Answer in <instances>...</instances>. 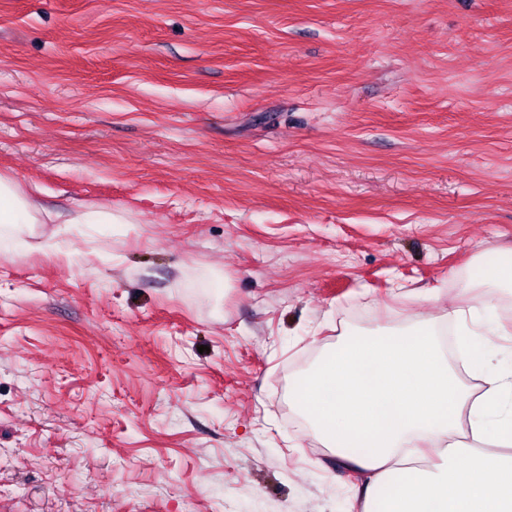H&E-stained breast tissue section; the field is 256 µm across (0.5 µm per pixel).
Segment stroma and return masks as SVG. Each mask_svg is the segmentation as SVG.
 I'll return each mask as SVG.
<instances>
[{
  "label": "stroma",
  "mask_w": 512,
  "mask_h": 512,
  "mask_svg": "<svg viewBox=\"0 0 512 512\" xmlns=\"http://www.w3.org/2000/svg\"><path fill=\"white\" fill-rule=\"evenodd\" d=\"M0 175V512H347L288 387L512 254V0H0ZM51 213L42 210L11 179L0 176V250L23 251L32 245L21 235L24 224H46ZM67 221L71 224H120L124 220L112 212L85 210L77 211Z\"/></svg>",
  "instance_id": "obj_1"
}]
</instances>
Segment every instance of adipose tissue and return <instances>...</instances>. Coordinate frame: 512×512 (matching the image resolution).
<instances>
[{
  "instance_id": "1",
  "label": "adipose tissue",
  "mask_w": 512,
  "mask_h": 512,
  "mask_svg": "<svg viewBox=\"0 0 512 512\" xmlns=\"http://www.w3.org/2000/svg\"><path fill=\"white\" fill-rule=\"evenodd\" d=\"M42 210L0 176V250L23 251ZM484 292L447 316L483 376L471 390L448 362L434 324L354 332L296 377L288 400L341 465L364 474L361 512H512V371L490 367L512 255L485 263Z\"/></svg>"
}]
</instances>
